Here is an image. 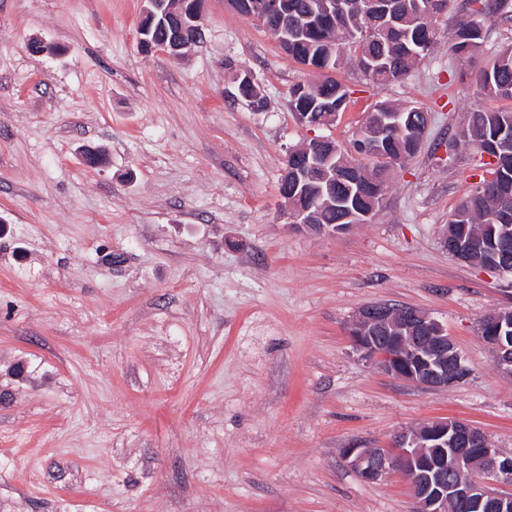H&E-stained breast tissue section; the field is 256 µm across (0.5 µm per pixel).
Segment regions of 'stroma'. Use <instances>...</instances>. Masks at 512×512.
<instances>
[{"mask_svg": "<svg viewBox=\"0 0 512 512\" xmlns=\"http://www.w3.org/2000/svg\"><path fill=\"white\" fill-rule=\"evenodd\" d=\"M142 5L0 0V512H412L403 473L364 481L342 452L437 419L512 456V378L477 334L512 276L442 245L485 170L451 141L512 20L465 77L448 32L402 81L336 72L341 147L380 100L430 122L368 223L314 234L279 194L315 135L288 97L311 72L224 0L202 46L146 51ZM243 68L265 109L237 98ZM378 302L447 327L468 378L427 390L365 360L349 329Z\"/></svg>", "mask_w": 512, "mask_h": 512, "instance_id": "stroma-1", "label": "stroma"}]
</instances>
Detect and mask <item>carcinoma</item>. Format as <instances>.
Here are the masks:
<instances>
[{
    "label": "carcinoma",
    "instance_id": "obj_1",
    "mask_svg": "<svg viewBox=\"0 0 512 512\" xmlns=\"http://www.w3.org/2000/svg\"><path fill=\"white\" fill-rule=\"evenodd\" d=\"M346 12L336 20H324L321 0H280L281 9L291 22L288 30L276 31L277 22L269 19L265 27L276 37L288 38L286 52L302 65H316L328 70L314 80L298 81L288 90L289 104L295 112L312 115L322 112H343L350 95L345 85L331 73L351 63L367 81L387 85L406 75L415 62L429 55L439 44L440 15L428 17L431 0H394L395 15L389 19L379 13H365L361 0H346ZM468 12L456 25L449 50L464 69L483 40L487 25L495 18H512V0H467ZM170 25L144 17L140 21L141 36L160 43L168 36ZM480 94L489 100L512 101V45L479 71L475 78ZM375 112H399L397 125L378 124L369 116L363 126H378L381 140L387 143L388 158L372 159V148L359 146L354 140L351 150L336 147L331 164L345 157L354 167L366 172L368 180L351 183L342 176L332 185L336 200L349 203L354 209L373 210L374 187L387 190L384 176L406 144L407 125L420 121L421 110L378 101ZM454 142H479L484 151L497 162L487 168L486 175L451 214L448 224H465L484 242L487 252L494 251L506 237L504 228L512 227V108L494 109L480 104L468 111L467 120L455 134ZM319 224H335L341 210L318 203Z\"/></svg>",
    "mask_w": 512,
    "mask_h": 512
}]
</instances>
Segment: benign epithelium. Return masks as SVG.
<instances>
[{
	"label": "benign epithelium",
	"mask_w": 512,
	"mask_h": 512,
	"mask_svg": "<svg viewBox=\"0 0 512 512\" xmlns=\"http://www.w3.org/2000/svg\"><path fill=\"white\" fill-rule=\"evenodd\" d=\"M240 15L262 21L279 12L278 0H226ZM204 0H144L143 15L152 19L175 18L170 36L161 45L143 44L146 50L161 51L175 59L203 39ZM336 155L334 146L315 136L298 149L288 151L282 183L290 189L282 193L292 223L314 233L336 232L362 223L367 214L350 213L340 224L315 223L316 210L300 202L302 181L319 169L322 156ZM444 247L459 261L474 266L475 255L485 253L483 242L462 235L444 238ZM490 268L512 275L506 252L492 254ZM512 324V312L493 311L478 323V334L496 353L497 368L512 377V336H503ZM350 336L355 348L383 372L427 390L445 389L462 382L470 373L448 331L428 313L409 307L375 303L366 306L354 322ZM440 449L431 457L427 449ZM346 461L367 482L379 481L394 470L403 472L410 483L413 512H483L491 503L497 512H512V495L496 493L489 483H512V457L492 447L478 428L463 421L437 420L421 428L399 432L389 448H346Z\"/></svg>",
	"instance_id": "benign-epithelium-1"
}]
</instances>
